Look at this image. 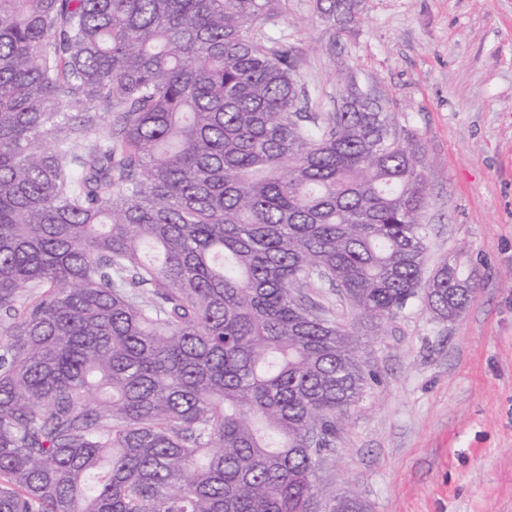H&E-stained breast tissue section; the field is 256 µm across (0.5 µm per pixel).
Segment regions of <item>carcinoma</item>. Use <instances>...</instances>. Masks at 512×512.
Returning a JSON list of instances; mask_svg holds the SVG:
<instances>
[{"label": "carcinoma", "instance_id": "1", "mask_svg": "<svg viewBox=\"0 0 512 512\" xmlns=\"http://www.w3.org/2000/svg\"><path fill=\"white\" fill-rule=\"evenodd\" d=\"M287 14L0 0V512H364L317 466L369 373L302 289L374 333L478 273L424 277L412 135L354 80L314 111ZM303 291L323 304L328 310L329 316L336 320L337 323L346 326L358 323L355 310L335 289L328 288V286L321 287L320 284H313L308 288H304Z\"/></svg>", "mask_w": 512, "mask_h": 512}]
</instances>
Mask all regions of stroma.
<instances>
[{
    "label": "stroma",
    "mask_w": 512,
    "mask_h": 512,
    "mask_svg": "<svg viewBox=\"0 0 512 512\" xmlns=\"http://www.w3.org/2000/svg\"><path fill=\"white\" fill-rule=\"evenodd\" d=\"M267 30L301 49L322 112L348 74L383 92L428 179V267L481 274L449 321L414 300L360 335L371 379L317 475L369 512H512V0H357L337 31L316 0Z\"/></svg>",
    "instance_id": "1"
}]
</instances>
